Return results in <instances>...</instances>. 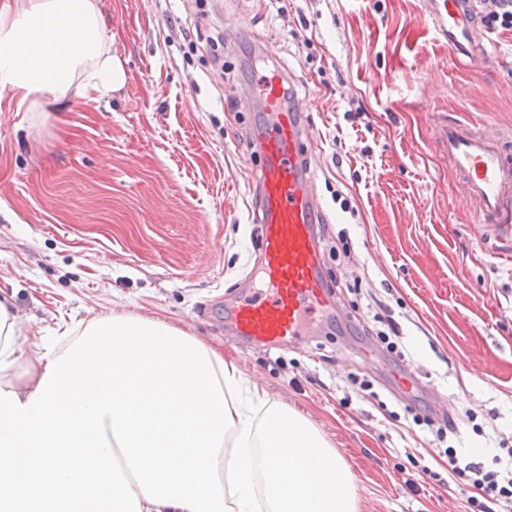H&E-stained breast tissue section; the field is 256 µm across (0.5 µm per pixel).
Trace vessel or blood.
<instances>
[{
	"label": "vessel or blood",
	"instance_id": "vessel-or-blood-1",
	"mask_svg": "<svg viewBox=\"0 0 512 512\" xmlns=\"http://www.w3.org/2000/svg\"><path fill=\"white\" fill-rule=\"evenodd\" d=\"M426 12L456 61L492 66L475 0H426ZM257 84L265 119L249 135L258 147L254 181L260 205L252 222L258 240L254 272L262 285L247 287L226 304L224 323L229 339L277 350L311 335L314 317L333 308L335 291L322 275L319 226L327 218L316 192L312 126L283 74ZM511 140V130L471 127L450 114L433 133L436 151L447 158L479 223L502 244L512 242V160L504 154Z\"/></svg>",
	"mask_w": 512,
	"mask_h": 512
}]
</instances>
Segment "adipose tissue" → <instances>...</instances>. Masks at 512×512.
Wrapping results in <instances>:
<instances>
[{"mask_svg": "<svg viewBox=\"0 0 512 512\" xmlns=\"http://www.w3.org/2000/svg\"><path fill=\"white\" fill-rule=\"evenodd\" d=\"M126 70L100 0H0V104L109 102ZM0 296V512H357L304 416L161 320L92 316L27 347Z\"/></svg>", "mask_w": 512, "mask_h": 512, "instance_id": "1", "label": "adipose tissue"}]
</instances>
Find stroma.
Returning a JSON list of instances; mask_svg holds the SVG:
<instances>
[{"label": "stroma", "instance_id": "stroma-1", "mask_svg": "<svg viewBox=\"0 0 512 512\" xmlns=\"http://www.w3.org/2000/svg\"><path fill=\"white\" fill-rule=\"evenodd\" d=\"M102 9L127 74L109 104L0 112V295L39 342L95 314L163 320L303 413L349 465L358 512H464V476L415 492L405 479L448 447L495 471L512 448V258L431 137L444 113L512 128V32L489 36L496 66L467 70L423 0ZM263 66L295 78L318 137L339 299L306 345L271 352L228 341L220 313L257 248L244 129L261 111L239 98ZM380 317L400 326L396 352L362 333ZM422 411L458 433L437 439L414 424Z\"/></svg>", "mask_w": 512, "mask_h": 512}]
</instances>
